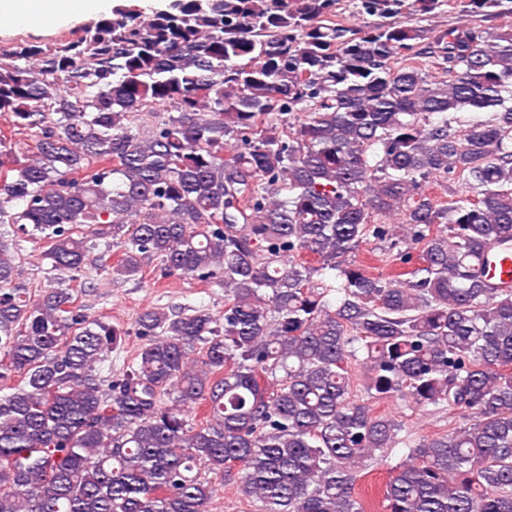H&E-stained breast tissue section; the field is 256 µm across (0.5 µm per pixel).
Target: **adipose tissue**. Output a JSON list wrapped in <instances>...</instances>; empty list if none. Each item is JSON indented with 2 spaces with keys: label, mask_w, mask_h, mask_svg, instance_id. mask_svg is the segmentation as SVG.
I'll use <instances>...</instances> for the list:
<instances>
[{
  "label": "adipose tissue",
  "mask_w": 512,
  "mask_h": 512,
  "mask_svg": "<svg viewBox=\"0 0 512 512\" xmlns=\"http://www.w3.org/2000/svg\"><path fill=\"white\" fill-rule=\"evenodd\" d=\"M110 0H0V26L32 23L47 15L64 22L79 14L107 11Z\"/></svg>",
  "instance_id": "adipose-tissue-1"
}]
</instances>
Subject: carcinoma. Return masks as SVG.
<instances>
[{
    "mask_svg": "<svg viewBox=\"0 0 512 512\" xmlns=\"http://www.w3.org/2000/svg\"><path fill=\"white\" fill-rule=\"evenodd\" d=\"M446 3L361 0L354 27L336 0H170L0 44V224L69 278L32 297L0 240V512H209L217 480L256 512H365L400 443L385 512H512V288L486 273L512 241V24L483 25L512 0L412 21ZM372 238L399 272L353 259ZM99 247L110 276L158 256L224 286V314L148 307L102 374ZM354 365L368 398L465 424L399 437ZM336 4V12L339 19L350 25H364L367 21L377 20V17L361 14L358 11L359 0H339ZM448 2V5L442 6L440 9H436L431 15H426L424 21L420 22L421 25L427 27H435L438 29L448 28L450 25L458 26L469 22V17H466L459 8L453 3ZM407 452V448H402L401 445H398V447L392 448L389 452L387 464L371 467V469L362 472V477L356 483L355 492H358L368 500L371 510L369 512H385L382 496L385 483L391 476L389 468L395 466Z\"/></svg>",
    "mask_w": 512,
    "mask_h": 512,
    "instance_id": "1",
    "label": "carcinoma"
}]
</instances>
